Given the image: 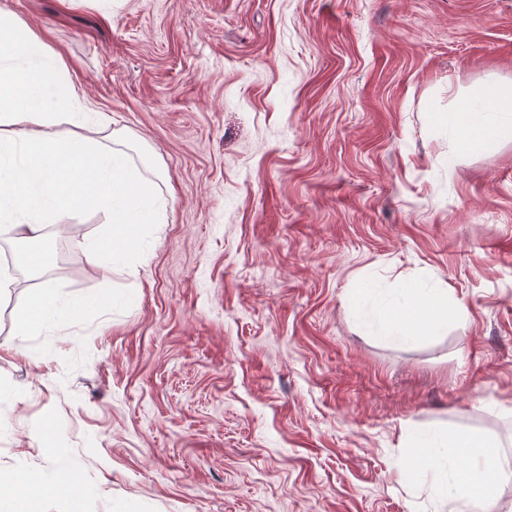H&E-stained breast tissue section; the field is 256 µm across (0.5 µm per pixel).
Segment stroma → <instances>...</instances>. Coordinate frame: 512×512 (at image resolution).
<instances>
[{
    "label": "stroma",
    "mask_w": 512,
    "mask_h": 512,
    "mask_svg": "<svg viewBox=\"0 0 512 512\" xmlns=\"http://www.w3.org/2000/svg\"><path fill=\"white\" fill-rule=\"evenodd\" d=\"M58 53L103 143L166 203L145 244L93 210L0 291V475L67 464L12 512H473L407 431L493 439L512 471V141L448 163L449 93L512 81V0H0ZM101 304L20 336L29 280ZM466 309L401 346L354 300Z\"/></svg>",
    "instance_id": "1"
}]
</instances>
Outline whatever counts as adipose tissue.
Here are the masks:
<instances>
[{
    "label": "adipose tissue",
    "mask_w": 512,
    "mask_h": 512,
    "mask_svg": "<svg viewBox=\"0 0 512 512\" xmlns=\"http://www.w3.org/2000/svg\"><path fill=\"white\" fill-rule=\"evenodd\" d=\"M476 101L491 117L471 111ZM107 121L104 113L88 110L63 60L35 32L22 21L0 18V227L43 241L48 225L91 209L103 214L113 240H145L161 202L125 150L92 138ZM443 123L452 158L511 138L512 82L478 87L449 108ZM64 125L83 129V136L61 134ZM80 309L54 289H32L19 333L40 335ZM358 319L366 335L407 345L422 331L447 332L448 291L411 284L377 289L361 301ZM407 437L417 450L409 468L431 471L438 491L454 488L476 512H489L502 470L495 442L443 431H411ZM447 447L459 455L457 464H449Z\"/></svg>",
    "instance_id": "obj_1"
}]
</instances>
